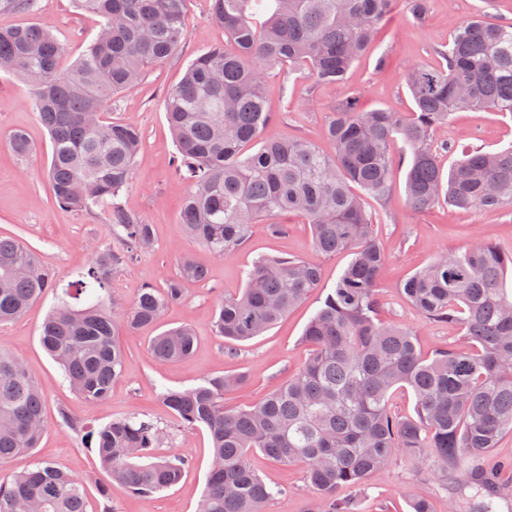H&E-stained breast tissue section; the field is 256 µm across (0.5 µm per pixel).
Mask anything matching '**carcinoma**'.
Segmentation results:
<instances>
[{
    "label": "carcinoma",
    "mask_w": 512,
    "mask_h": 512,
    "mask_svg": "<svg viewBox=\"0 0 512 512\" xmlns=\"http://www.w3.org/2000/svg\"><path fill=\"white\" fill-rule=\"evenodd\" d=\"M186 0H73L100 18V30L80 59L61 69L62 44L45 26L0 29V67L28 79L52 141L47 171L56 204L93 213L106 208L112 236L124 250L95 252L75 281L56 284L42 259L18 238L0 235V328L48 292L56 304L40 328V343L70 387L89 404L105 401L125 370L119 330L161 319L183 298L182 280L202 281L192 255L164 288L147 286L124 308L111 297L114 270L153 244L152 227L120 201L132 179L140 131L107 122L113 94L132 87L145 67L160 64L185 42ZM396 0H211L214 21L231 47L215 46L188 65L165 96L175 167L191 183L180 215L189 241L221 256L264 223L271 237L299 213L322 254L350 260L308 322L312 353L288 383L253 406L228 409L224 394L243 375L207 376L183 390H164L162 404L184 426L207 427L213 461L199 512H262L277 494L249 465L259 450L281 463L306 465L312 512H357L370 474L394 457L424 461L429 449L441 468L475 490L472 512H493L482 492L501 491L502 465L489 452L512 433V253L491 242L441 254L403 285L413 308L434 322H456L466 346L424 357L414 333L377 318L385 258L365 198H385L392 184L390 146L411 151L405 199L424 211L512 206V142L494 152L472 149L443 175L432 135L457 110L512 112V26L483 16L460 23L445 66L412 69L405 85L415 109L362 112L356 98L334 109L326 135L330 157L301 137L261 140L273 121L265 74L307 65L319 83L342 84L368 49ZM38 0H0V11H36ZM256 144L252 153L246 148ZM320 282L319 268L295 257H265L247 273L242 295L222 298L215 334L227 342L259 336L301 303ZM193 329L153 338L156 361L192 354ZM408 386L416 416L391 410L394 387ZM62 421L95 449L111 480L150 495L176 485L183 457L151 459L161 433L135 415L93 427ZM46 429L44 398L24 363L0 350V465L36 448ZM0 512H88L83 484L39 461L0 477Z\"/></svg>",
    "instance_id": "obj_1"
}]
</instances>
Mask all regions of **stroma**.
Returning a JSON list of instances; mask_svg holds the SVG:
<instances>
[{"label":"stroma","instance_id":"stroma-1","mask_svg":"<svg viewBox=\"0 0 512 512\" xmlns=\"http://www.w3.org/2000/svg\"><path fill=\"white\" fill-rule=\"evenodd\" d=\"M483 12L500 23L512 24V0H429L427 17L421 22L404 5H397L382 23L375 45L354 64L347 82L341 85L316 83L302 66L287 75L269 72L268 107L276 112L277 119L263 131V138L305 137L330 154L334 146L325 135V127L334 108L346 97L357 96L366 111H412L414 103L405 86V74L417 67L438 68L443 62L440 51L451 41L455 27ZM183 23L187 39L179 51L148 67L135 86L113 95L103 114L105 120L135 126L142 133L131 184L121 201L152 224L154 232L153 248L138 254L112 276V292L125 307L144 285L165 286L178 274L181 257L192 249L179 221L190 185L175 169L174 138L164 98L193 59L223 43L224 31L212 18L211 0H187ZM30 24L52 30L65 48L63 63L67 66L83 54L99 30L97 17L77 11L70 0H38V10L32 15L0 12V28ZM382 55L388 65L381 70L376 61ZM18 128L26 132L30 142L31 152L24 157L10 146V137ZM510 142L512 114L490 110L452 113L447 125L435 134V148L445 170L468 149L491 152ZM392 154L395 170L390 196L368 201L376 239L386 259L379 316L415 331L422 353L430 356L436 350L462 345L461 328L456 323L421 317L406 300L403 282L440 252L458 251L477 238L512 252V207L451 211L439 205L427 211L412 210L404 203L410 149L398 140ZM51 155V140L39 120L32 84L0 71V234L15 236L39 249L55 279L67 282L91 264L94 244L109 245L113 239L103 213L74 212L55 204L44 176ZM279 221L288 227L284 237H269L258 224L235 251L221 256L196 251L206 265V279L185 282L183 300L170 306L159 322L122 334L124 375L101 403L88 404L74 393L58 364L40 345V326L53 306L52 294H45L1 331L0 347L22 360L36 378L45 397L48 430L34 454L18 455L0 466V476L23 472L38 460L47 461L84 485L89 512H197L212 461L211 436L205 427L171 430L153 455L184 456L188 465L182 479L167 490L141 496L111 483L96 452L62 423L60 414L65 411L73 420L100 426L135 413L170 427L172 417L159 399L163 389L191 387L211 375L244 374L247 384L225 397L226 406L239 408L261 401L293 376L308 355L304 328L350 256L318 252L310 226L299 214H281ZM271 255L316 264L321 270V284L263 335L227 347L213 331L216 300L240 295L254 263ZM184 324L193 327L198 336L194 353L174 363L156 362L151 339ZM248 462L277 490L264 504L263 512H307L311 493L302 463L275 462L259 451L251 452ZM105 485L111 488L107 499L99 493ZM469 496L461 479L434 461L419 465L400 456L369 477L360 512H410L411 501L418 497L428 498L433 512H469Z\"/></svg>","mask_w":512,"mask_h":512}]
</instances>
